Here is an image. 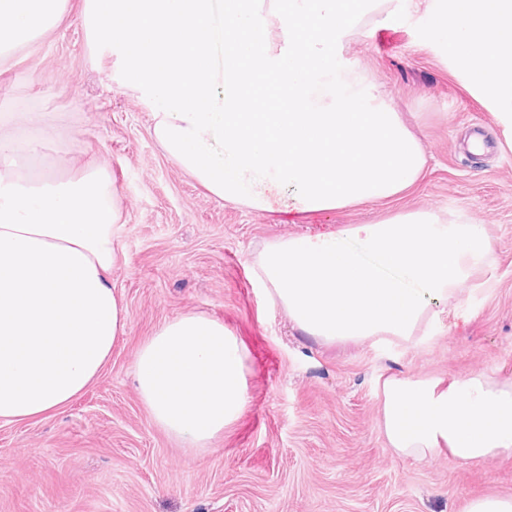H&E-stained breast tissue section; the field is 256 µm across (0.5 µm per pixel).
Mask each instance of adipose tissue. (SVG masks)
I'll return each instance as SVG.
<instances>
[{"mask_svg":"<svg viewBox=\"0 0 512 512\" xmlns=\"http://www.w3.org/2000/svg\"><path fill=\"white\" fill-rule=\"evenodd\" d=\"M424 38L512 140V0H412ZM68 0H0V63L55 29ZM121 220L109 171L58 179L0 167V420L64 409L100 375L127 313L109 274ZM249 354L216 319L165 321L140 346L134 377L152 422L207 448L249 403ZM382 425L393 454L457 464L512 456V385L462 378H387Z\"/></svg>","mask_w":512,"mask_h":512,"instance_id":"adipose-tissue-1","label":"adipose tissue"}]
</instances>
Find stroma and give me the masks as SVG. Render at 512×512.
<instances>
[{"mask_svg": "<svg viewBox=\"0 0 512 512\" xmlns=\"http://www.w3.org/2000/svg\"><path fill=\"white\" fill-rule=\"evenodd\" d=\"M50 34L0 67V114L44 146L63 178L108 169L122 220L112 286L127 325L94 384L65 410L0 420V512H462L468 499L512 495V457L458 465L393 455L382 384L482 371L512 384V146L442 50L406 18L365 25L348 58L403 113L429 158L392 200L300 218L225 204L166 157L143 103L113 58L92 53L81 0ZM427 209L484 225L492 250L453 317L414 344L324 343L295 329L252 269L266 243L334 233ZM222 321L249 353V404L209 448L190 450L154 425L133 383L140 345L166 320Z\"/></svg>", "mask_w": 512, "mask_h": 512, "instance_id": "obj_1", "label": "stroma"}]
</instances>
